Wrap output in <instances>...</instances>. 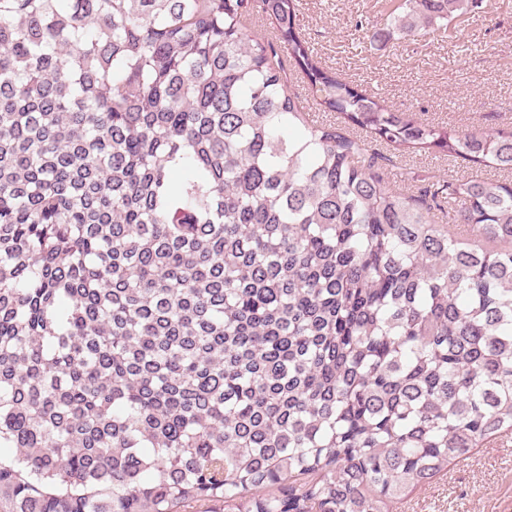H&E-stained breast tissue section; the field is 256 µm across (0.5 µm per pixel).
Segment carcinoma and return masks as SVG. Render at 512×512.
<instances>
[{"instance_id": "cac0c4a2", "label": "carcinoma", "mask_w": 512, "mask_h": 512, "mask_svg": "<svg viewBox=\"0 0 512 512\" xmlns=\"http://www.w3.org/2000/svg\"><path fill=\"white\" fill-rule=\"evenodd\" d=\"M297 12L0 0V512H389L512 431V184L380 163L512 172V131L358 91ZM288 78V86L291 93H295L298 95V97L300 98L299 100L303 102V105L307 107L309 112H312L314 119L321 121L322 119L334 120L336 118V123L341 121L340 118H337L339 116L338 113H332L328 115V113H323L316 109L312 93L308 90L306 84L299 79V77L297 78L296 75L290 74L288 75ZM384 152L393 157L395 164L394 166H388L385 170V174L390 185L397 189L404 188L405 190L411 188V190H413L411 185L414 183L400 182V172H403L402 169L414 172L415 176H418V179H431L434 176L440 175L448 179H467L472 176H478L500 182H508V180L510 181V179H512V174L510 178V175L507 173L488 167L475 166L460 157H439V155L434 156L424 152H415L405 155H398V153L391 154V152H386L385 150Z\"/></svg>"}]
</instances>
